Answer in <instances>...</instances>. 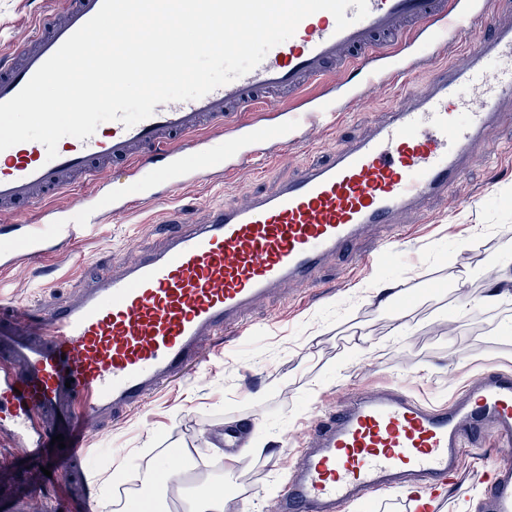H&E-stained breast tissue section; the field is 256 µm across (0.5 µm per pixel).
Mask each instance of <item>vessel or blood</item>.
<instances>
[{
    "mask_svg": "<svg viewBox=\"0 0 512 512\" xmlns=\"http://www.w3.org/2000/svg\"><path fill=\"white\" fill-rule=\"evenodd\" d=\"M482 0H367L368 14L337 30L327 11L305 18L253 70L188 101L156 105L130 127L100 124L89 138L67 136L48 159L43 144L0 151V211L41 209L43 221L10 225L0 237V267L41 258L112 214L156 200L157 184L188 183L187 164L213 152L217 137L241 133L240 112L274 105L276 125L245 132L254 150L232 169L263 167L282 147L330 130L345 103H307L316 83L340 87L366 62L367 86L395 79L400 102L366 137L324 162H310L275 191L213 207L206 223L176 213L177 231L156 251L122 259L70 300L50 309L0 301V403L10 407L9 440L40 455L53 474L79 467L85 440L108 415L144 406L187 376L207 372L203 341L241 335L252 309L286 283H310L330 256L374 227L405 224L430 200L464 202V162L512 98V20L477 35L459 61L416 85L402 59L426 31L456 34L484 16ZM102 0H63L27 40L0 59V103L100 9ZM110 179L112 192L88 204L65 189ZM63 435V445L53 436ZM492 440L499 463L485 512H512V372L471 379L449 402L431 403L388 384L362 388L309 423L298 446L282 451L289 476L274 512H339L369 499L371 512H437L458 481L465 445ZM179 451L159 456L155 473L184 475Z\"/></svg>",
    "mask_w": 512,
    "mask_h": 512,
    "instance_id": "vessel-or-blood-1",
    "label": "vessel or blood"
}]
</instances>
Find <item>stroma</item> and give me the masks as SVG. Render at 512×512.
Returning <instances> with one entry per match:
<instances>
[{
    "instance_id": "stroma-1",
    "label": "stroma",
    "mask_w": 512,
    "mask_h": 512,
    "mask_svg": "<svg viewBox=\"0 0 512 512\" xmlns=\"http://www.w3.org/2000/svg\"><path fill=\"white\" fill-rule=\"evenodd\" d=\"M57 6L58 0H0V57ZM393 100V88L374 86L342 112L336 131L312 132L269 172L246 167L222 180L204 179L166 203L108 219L59 252L6 272L0 296L42 308L69 300L99 273L118 270L120 259L160 249L171 210L184 208L200 223L209 206L272 191L301 165L368 135ZM511 144L508 100L467 163L466 202L431 203L413 227L416 263L356 265V255L376 250V237H366L353 252L328 259L315 286L287 285L250 312L246 333L228 347L208 348L204 380L184 379L141 409L101 425L83 454L82 472L68 473L62 487L49 485L37 457L21 455L12 469L0 470V499L26 493L31 512H77L100 488L181 448L199 471L181 486V500L201 492L204 474L223 483L225 512H271L287 476L269 460L318 408L376 382L444 403L477 374L512 370V297L485 300L488 282H512V237L505 234L512 228V158L502 155ZM383 282L399 284L411 303L400 310L378 306L370 290ZM400 315L407 322L402 335L393 331ZM228 428L244 437L239 452L215 449ZM492 464L465 454L460 491L441 512H481Z\"/></svg>"
}]
</instances>
